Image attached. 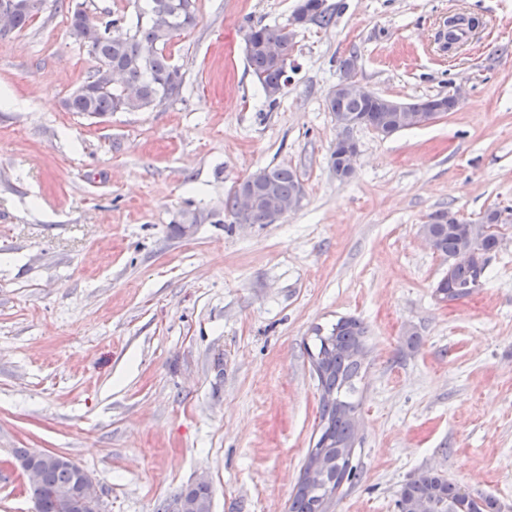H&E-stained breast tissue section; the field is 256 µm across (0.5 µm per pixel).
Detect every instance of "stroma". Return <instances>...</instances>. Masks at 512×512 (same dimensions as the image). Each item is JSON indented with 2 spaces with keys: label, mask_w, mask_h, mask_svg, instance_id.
<instances>
[{
  "label": "stroma",
  "mask_w": 512,
  "mask_h": 512,
  "mask_svg": "<svg viewBox=\"0 0 512 512\" xmlns=\"http://www.w3.org/2000/svg\"><path fill=\"white\" fill-rule=\"evenodd\" d=\"M79 1L136 23L135 0H45L0 38V512H35L18 448L70 456L101 512H157L202 477L212 512H288L320 424L307 349L342 317L368 336L360 479L332 512H397L428 470L512 508V225L482 288L447 304L448 263L418 233L437 209L512 206V0H327L273 105L244 36L297 0H197L169 46L180 99L103 118L64 106L98 67L69 35ZM457 13L480 25L446 51ZM352 56L377 95L459 104L387 138L355 129L341 181L327 97ZM274 166L296 170L301 207L233 223L227 195Z\"/></svg>",
  "instance_id": "1"
}]
</instances>
